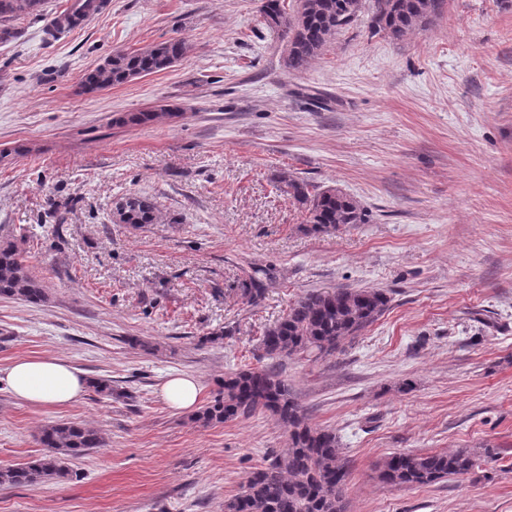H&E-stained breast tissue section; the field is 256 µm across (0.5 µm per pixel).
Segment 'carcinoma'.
<instances>
[{
    "instance_id": "obj_1",
    "label": "carcinoma",
    "mask_w": 512,
    "mask_h": 512,
    "mask_svg": "<svg viewBox=\"0 0 512 512\" xmlns=\"http://www.w3.org/2000/svg\"><path fill=\"white\" fill-rule=\"evenodd\" d=\"M41 0H0V21L39 12ZM444 0H296L289 13L281 0H264L266 27L284 41V64L301 72L337 32L361 13L371 14V29L393 42L424 28L441 15ZM188 46L172 39L133 52L115 51L82 78L84 91L96 92L129 80L161 72L183 59ZM158 112H133L115 123L141 126ZM278 188L305 213V230L326 233L341 226L364 224L366 211L339 188L316 189L288 172L277 175ZM271 277L259 267L244 271L242 298L254 304L269 288ZM0 297L39 304L45 293L30 273L27 259L12 245L0 246ZM390 297L378 288L312 290L293 302L286 314L269 326L261 339L264 357L282 360L304 355L314 361L332 356L388 310ZM256 413H267L288 433V448L250 471L241 491L224 500V512H346L348 460L336 433L313 426L296 401L287 380L272 365L247 367L224 376L218 392L192 414L203 427L224 424ZM44 452L19 466L0 468L1 486H28L69 478V461L106 446L102 432L77 422L44 427L39 438ZM494 459L490 448L455 452H402L388 456L380 479L392 485L424 486L450 477H465Z\"/></svg>"
}]
</instances>
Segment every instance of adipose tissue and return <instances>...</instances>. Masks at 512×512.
<instances>
[{"label": "adipose tissue", "mask_w": 512, "mask_h": 512, "mask_svg": "<svg viewBox=\"0 0 512 512\" xmlns=\"http://www.w3.org/2000/svg\"><path fill=\"white\" fill-rule=\"evenodd\" d=\"M88 387L81 370L52 355L19 358L0 368V390L25 404L68 405L79 400Z\"/></svg>", "instance_id": "adipose-tissue-1"}]
</instances>
